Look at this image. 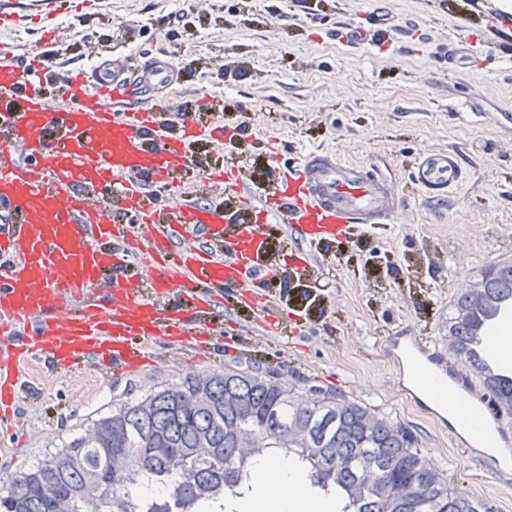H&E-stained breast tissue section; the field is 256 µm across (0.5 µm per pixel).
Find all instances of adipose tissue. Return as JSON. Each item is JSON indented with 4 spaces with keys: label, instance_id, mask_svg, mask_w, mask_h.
Instances as JSON below:
<instances>
[{
    "label": "adipose tissue",
    "instance_id": "adipose-tissue-1",
    "mask_svg": "<svg viewBox=\"0 0 512 512\" xmlns=\"http://www.w3.org/2000/svg\"><path fill=\"white\" fill-rule=\"evenodd\" d=\"M334 504L307 495L305 479L288 459L261 462L238 512H334Z\"/></svg>",
    "mask_w": 512,
    "mask_h": 512
}]
</instances>
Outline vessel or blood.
I'll return each instance as SVG.
<instances>
[{
	"instance_id": "1",
	"label": "vessel or blood",
	"mask_w": 512,
	"mask_h": 512,
	"mask_svg": "<svg viewBox=\"0 0 512 512\" xmlns=\"http://www.w3.org/2000/svg\"><path fill=\"white\" fill-rule=\"evenodd\" d=\"M98 0H0V27L35 18L97 13ZM447 9L510 35L512 9L498 0H447ZM385 0L336 28L342 44L360 49L389 42ZM186 69L182 55L161 47L131 67L112 49L92 69L50 66L43 51L24 58L0 54V421L12 420L23 365L41 358L53 369H108L121 374L155 364L162 339L204 351L222 327L225 302L245 307L255 335L287 331L298 309L283 306L270 282L320 277L317 252L349 245L389 223L403 207L388 179L368 175L336 154L314 150L282 164L267 156L259 180L226 176L212 165L223 146L237 163L251 126L247 116L223 127L224 101L201 97L205 122L186 116L171 96ZM61 96L50 101L45 86ZM198 174L187 196L174 180ZM461 172L455 153L424 151L413 166L417 185L441 197ZM306 249L288 264L281 232ZM411 350L419 366L448 389L441 405L456 420L467 408L483 413L504 444L512 415L499 408L482 380L444 345L391 337L386 352ZM458 447L498 477H512L468 437Z\"/></svg>"
}]
</instances>
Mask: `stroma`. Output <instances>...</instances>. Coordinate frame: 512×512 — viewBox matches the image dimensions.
I'll list each match as a JSON object with an SVG mask.
<instances>
[{"label": "stroma", "mask_w": 512, "mask_h": 512, "mask_svg": "<svg viewBox=\"0 0 512 512\" xmlns=\"http://www.w3.org/2000/svg\"><path fill=\"white\" fill-rule=\"evenodd\" d=\"M207 15L188 14L187 0H105L95 18L60 16L50 26L61 43L54 64L91 65L101 48L134 61L152 50L156 23L171 28L189 65L173 97L211 95L228 114L252 116L259 141L290 162L322 148L368 174L397 180L405 203L392 223L320 256L319 281L301 280L312 310L285 336L229 343L215 338L207 360L160 341L156 365L122 376L100 371L22 368L11 430H0V481L35 467L52 452L111 414L130 397L178 383L189 374L254 365L293 389L312 385L370 406L418 440L450 487L488 512H512V482L487 472L457 448L447 428L397 387L387 339L411 330L444 340L459 277L477 283L484 269L512 263V54L482 31L444 14L438 0H387L391 42L350 49L336 24L358 19L372 0H211ZM39 20L0 30V44L23 55L41 43ZM472 44L465 71L448 65L450 41ZM456 153L461 183L445 198L425 195L410 177L423 151ZM461 224L476 237L457 234Z\"/></svg>", "instance_id": "35a3bbf8"}]
</instances>
